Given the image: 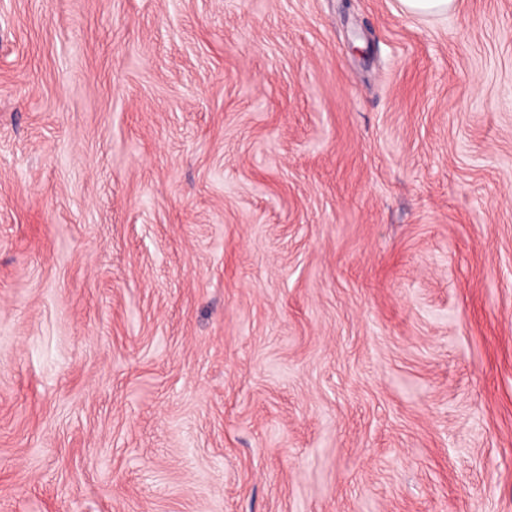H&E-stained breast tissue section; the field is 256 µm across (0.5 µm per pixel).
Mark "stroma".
Wrapping results in <instances>:
<instances>
[{
    "instance_id": "stroma-1",
    "label": "stroma",
    "mask_w": 512,
    "mask_h": 512,
    "mask_svg": "<svg viewBox=\"0 0 512 512\" xmlns=\"http://www.w3.org/2000/svg\"><path fill=\"white\" fill-rule=\"evenodd\" d=\"M0 512H512V0H0ZM407 11L413 14H436L448 11L452 0H401Z\"/></svg>"
}]
</instances>
